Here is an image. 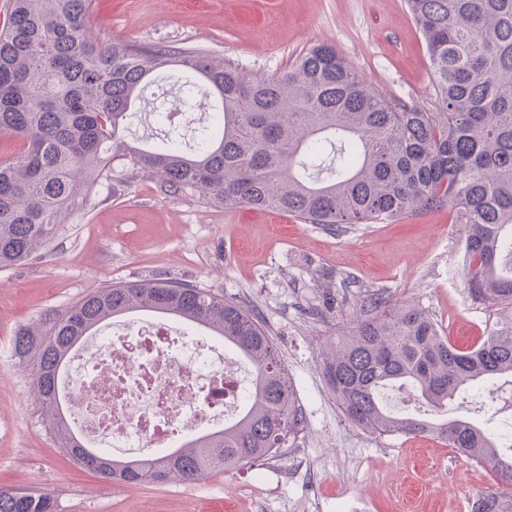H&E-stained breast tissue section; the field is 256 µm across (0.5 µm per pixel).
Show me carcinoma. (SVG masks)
Wrapping results in <instances>:
<instances>
[{"mask_svg": "<svg viewBox=\"0 0 512 512\" xmlns=\"http://www.w3.org/2000/svg\"><path fill=\"white\" fill-rule=\"evenodd\" d=\"M426 42L435 98L426 108L360 80L318 43L286 72L254 75L195 48L109 43L89 25L93 0H10L0 29V136L22 152L0 159V269L29 260L67 223L81 190L112 177L111 161L172 194L226 208L279 210L339 230L450 207L467 228L463 266L473 300L493 308L488 335L460 348L418 306L369 301L324 363L345 417L378 434L434 435L512 482V454L467 415L448 416L474 386L512 382V0H407ZM169 68L181 96L217 100L215 123L184 146L168 112L162 145L125 139L136 101ZM164 314L203 326L254 372L244 416L172 456L115 460L85 447L63 420L58 378L70 352L115 317ZM14 352L36 362L33 386L61 447L128 483L229 471L288 447L300 420L287 372L251 312L202 288L154 278L97 288L45 325L21 329ZM409 389L437 419L387 410ZM0 512H54L51 497L0 490Z\"/></svg>", "mask_w": 512, "mask_h": 512, "instance_id": "1", "label": "carcinoma"}]
</instances>
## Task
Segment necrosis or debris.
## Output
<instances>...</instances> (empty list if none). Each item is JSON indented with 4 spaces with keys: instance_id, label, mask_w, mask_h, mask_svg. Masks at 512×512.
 <instances>
[{
    "instance_id": "obj_1",
    "label": "necrosis or debris",
    "mask_w": 512,
    "mask_h": 512,
    "mask_svg": "<svg viewBox=\"0 0 512 512\" xmlns=\"http://www.w3.org/2000/svg\"><path fill=\"white\" fill-rule=\"evenodd\" d=\"M69 369L66 423L118 458L173 453L223 430L250 399L251 376L222 339L156 315L114 322Z\"/></svg>"
}]
</instances>
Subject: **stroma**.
I'll return each instance as SVG.
<instances>
[{"label":"stroma","mask_w":512,"mask_h":512,"mask_svg":"<svg viewBox=\"0 0 512 512\" xmlns=\"http://www.w3.org/2000/svg\"><path fill=\"white\" fill-rule=\"evenodd\" d=\"M89 22L108 41L196 47L245 71L288 70L330 43L379 91L431 103L426 44L406 0H95ZM465 228L448 209L341 233L276 210L169 194L132 169L101 181L49 245L0 269V487L50 494L57 512H329L359 495L367 512H474L503 493L496 472L435 437L378 436L350 423L322 363L370 297L418 305L459 346L496 320L473 301ZM170 278L249 309L280 352L306 422L278 456L194 481L114 482L70 458L19 360V329L89 292Z\"/></svg>","instance_id":"obj_1"}]
</instances>
